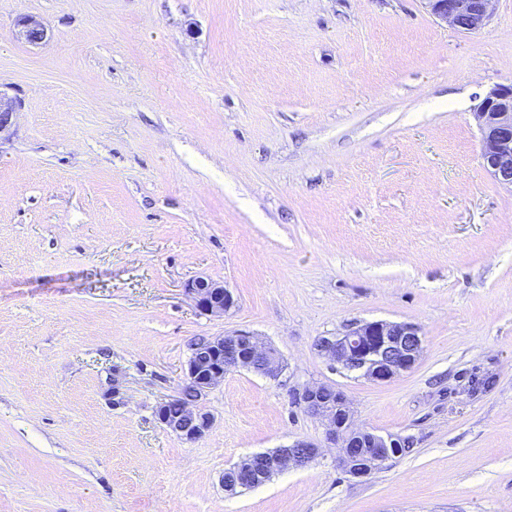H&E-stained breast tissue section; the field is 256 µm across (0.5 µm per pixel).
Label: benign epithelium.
Masks as SVG:
<instances>
[{
	"instance_id": "obj_1",
	"label": "benign epithelium",
	"mask_w": 512,
	"mask_h": 512,
	"mask_svg": "<svg viewBox=\"0 0 512 512\" xmlns=\"http://www.w3.org/2000/svg\"><path fill=\"white\" fill-rule=\"evenodd\" d=\"M430 13L464 33H475L489 23L495 0H425ZM19 35L31 44L42 43L47 36L44 25L31 17L18 23ZM17 104L0 95V134L9 130ZM475 117L480 131V156L483 168L499 183L512 186V83L499 84L481 100ZM197 307L206 315L222 317L235 305L232 292L223 284L197 277L187 285ZM317 347L336 368L356 372L376 382H388L414 368L423 352L420 328L410 322L371 321L354 323L339 336L323 337ZM183 389L190 393L181 402L180 411L172 416L169 407L178 400L170 398L157 405L158 422L187 442H195L214 425L213 416L200 408L199 402L216 386L224 382L231 368H245L272 381L282 376L284 364L271 346L247 331L227 336H202L190 345ZM303 410L323 423L325 440L330 448L338 449L337 462L345 473L359 478L386 466L392 460L391 449L404 438L367 431L355 423L343 393L326 384H310L298 392ZM369 439L367 447L376 449L365 460L352 456L357 435ZM322 455V446L299 440L285 448L266 454L270 471L310 466ZM234 482L225 491L236 494L259 484L246 470V462L234 464Z\"/></svg>"
}]
</instances>
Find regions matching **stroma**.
I'll list each match as a JSON object with an SVG mask.
<instances>
[{
  "mask_svg": "<svg viewBox=\"0 0 512 512\" xmlns=\"http://www.w3.org/2000/svg\"><path fill=\"white\" fill-rule=\"evenodd\" d=\"M510 82L512 0L473 34L424 0H0V512H512V188L474 118ZM199 276L235 307L202 313ZM374 320L419 326L411 371L318 352ZM241 330L280 381L230 370L203 438L164 429L191 342ZM314 382L413 452L226 495L230 465L323 442Z\"/></svg>",
  "mask_w": 512,
  "mask_h": 512,
  "instance_id": "35a3bbf8",
  "label": "stroma"
}]
</instances>
